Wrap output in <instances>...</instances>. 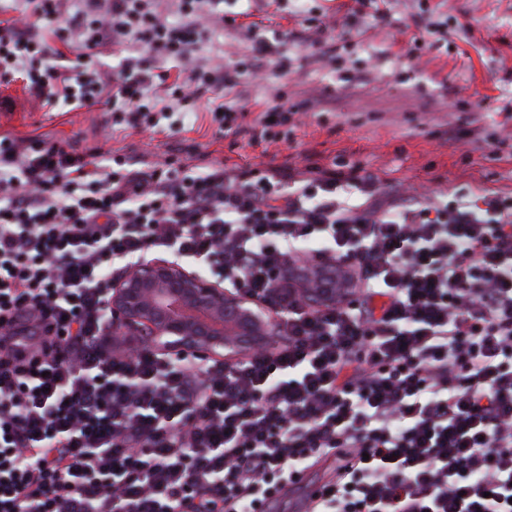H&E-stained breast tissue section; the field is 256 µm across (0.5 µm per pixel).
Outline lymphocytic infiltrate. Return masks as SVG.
Returning a JSON list of instances; mask_svg holds the SVG:
<instances>
[{
	"instance_id": "lymphocytic-infiltrate-1",
	"label": "lymphocytic infiltrate",
	"mask_w": 512,
	"mask_h": 512,
	"mask_svg": "<svg viewBox=\"0 0 512 512\" xmlns=\"http://www.w3.org/2000/svg\"><path fill=\"white\" fill-rule=\"evenodd\" d=\"M25 2L0 19V79L49 109L108 103L143 128L247 72L197 55L233 21L222 0ZM297 110L284 87L254 118L210 107L265 147ZM383 183L316 162L136 169L1 136L0 512H264L326 455L336 477L307 512H512V196L406 206ZM152 250L267 303L304 257L349 284L331 307L289 302L274 349L167 359L104 335L113 275Z\"/></svg>"
}]
</instances>
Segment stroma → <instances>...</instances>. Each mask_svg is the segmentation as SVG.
I'll return each instance as SVG.
<instances>
[{
	"label": "stroma",
	"mask_w": 512,
	"mask_h": 512,
	"mask_svg": "<svg viewBox=\"0 0 512 512\" xmlns=\"http://www.w3.org/2000/svg\"><path fill=\"white\" fill-rule=\"evenodd\" d=\"M382 7L386 25L369 11L352 12L349 0H224L226 14L245 12L251 22L215 27L202 56L246 61L257 38L290 36L295 60L279 67L263 59L266 80L246 75L235 90L240 102L269 101L284 84L290 101L311 103L310 112L292 116L290 143L264 151L246 136L216 135L203 97L187 113L160 114L159 129L125 130L102 106L46 111L19 81L0 83V136L188 167L227 157L254 167L272 159L294 171L310 160L356 163L416 199L442 189L452 201L480 187L512 193V0H384ZM314 15L335 23L325 36L341 54L335 68L307 53ZM429 19L444 23L447 42L407 61L408 43L424 35Z\"/></svg>",
	"instance_id": "1"
}]
</instances>
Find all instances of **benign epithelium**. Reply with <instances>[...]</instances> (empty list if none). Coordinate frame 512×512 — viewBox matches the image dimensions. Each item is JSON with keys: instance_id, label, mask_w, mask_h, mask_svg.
Listing matches in <instances>:
<instances>
[{"instance_id": "obj_1", "label": "benign epithelium", "mask_w": 512, "mask_h": 512, "mask_svg": "<svg viewBox=\"0 0 512 512\" xmlns=\"http://www.w3.org/2000/svg\"><path fill=\"white\" fill-rule=\"evenodd\" d=\"M336 263H307L305 278L291 297L314 309L336 303L342 291ZM112 317L105 335L137 336L154 351L192 354L203 360H242L256 340L271 345L279 335L278 317L268 304L242 297L175 258L142 259L112 281L106 301Z\"/></svg>"}]
</instances>
